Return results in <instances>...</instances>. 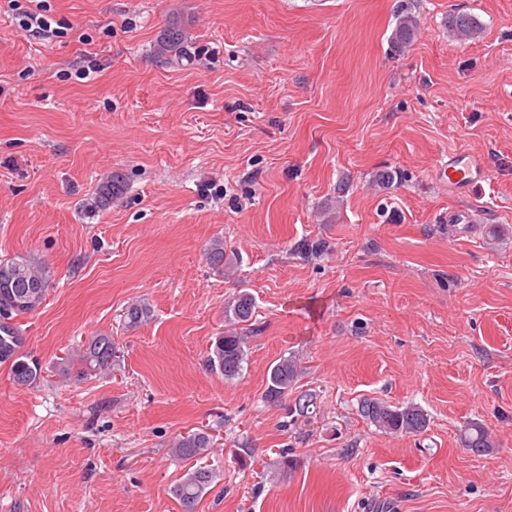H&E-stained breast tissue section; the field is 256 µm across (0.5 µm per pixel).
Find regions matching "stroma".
<instances>
[{"label":"stroma","mask_w":512,"mask_h":512,"mask_svg":"<svg viewBox=\"0 0 512 512\" xmlns=\"http://www.w3.org/2000/svg\"><path fill=\"white\" fill-rule=\"evenodd\" d=\"M47 3L50 42L0 12V257L54 274L17 319L40 382L0 365V512H180L169 444L196 430L217 473L201 512H512V0ZM403 8L419 32L399 50ZM454 11L481 36L454 40ZM455 150L485 164L475 195L435 180ZM115 172L123 194L94 208ZM215 239L236 276L212 270ZM240 290L255 317L227 381L205 356ZM100 333L111 371L54 375ZM289 355L313 396L292 423L293 396L264 398ZM364 397L421 406L426 432L383 433ZM470 422L492 451L464 447ZM185 33L177 28L165 30L158 41L156 52L158 57L166 60L178 59L182 56V45Z\"/></svg>","instance_id":"stroma-1"}]
</instances>
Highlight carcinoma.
<instances>
[{
	"instance_id": "obj_1",
	"label": "carcinoma",
	"mask_w": 512,
	"mask_h": 512,
	"mask_svg": "<svg viewBox=\"0 0 512 512\" xmlns=\"http://www.w3.org/2000/svg\"><path fill=\"white\" fill-rule=\"evenodd\" d=\"M482 28V22L470 13L457 12L448 15V33L460 42L477 38ZM418 31L417 16L408 10H402L396 17L393 43L403 50L412 45ZM184 40L185 33L182 30H165L157 44V55L166 60L180 58ZM123 190L122 175L112 174L100 186L93 202L94 207H105L113 196ZM209 259L213 268L221 274L235 267L224 256V242L220 239L213 241ZM0 274L9 280L6 286L0 284V364L8 365L12 381L17 386L31 387L40 381L42 366L39 361L22 352L24 336L16 319L37 310L43 303L52 278L51 270L37 258L27 254L0 258ZM254 308L253 297L244 291L228 302L225 316H233L236 324L248 323L253 319ZM244 345L245 338L234 329L216 337L207 355L210 371L226 381L240 377L246 356ZM114 356L112 336L99 334L90 337L79 348L77 356L69 354L60 358L55 364V372L65 381H81L111 370ZM297 376L296 360L291 356L280 358L269 373L266 401L273 404L282 402L295 386ZM358 412L362 418L389 435H420L426 431L429 423L427 414L418 406H393L374 397L360 400ZM462 442L477 454H485L494 447L488 431L478 422L465 427ZM212 448V436L206 432L194 431L175 437L170 443L169 452L178 460L189 461L209 455ZM214 478V472L203 467H191L183 474L172 488V494L182 512H197V507L209 491Z\"/></svg>"
}]
</instances>
